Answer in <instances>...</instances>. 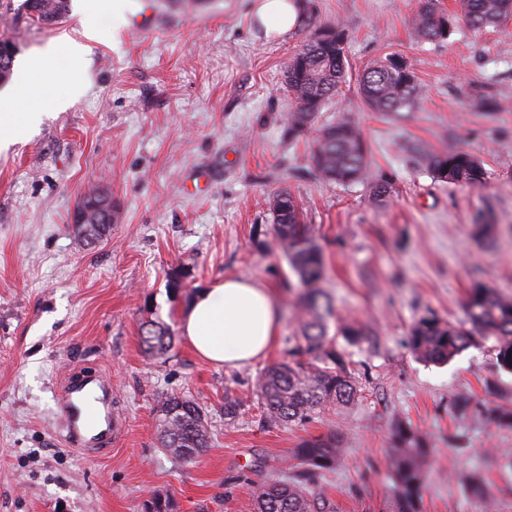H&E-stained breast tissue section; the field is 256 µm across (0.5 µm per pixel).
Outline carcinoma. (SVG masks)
<instances>
[{
  "label": "carcinoma",
  "instance_id": "1",
  "mask_svg": "<svg viewBox=\"0 0 512 512\" xmlns=\"http://www.w3.org/2000/svg\"><path fill=\"white\" fill-rule=\"evenodd\" d=\"M70 0H0V20L16 22L21 16L50 24L69 11ZM297 5V26L309 31L303 44L289 59L284 85L290 100L282 116L285 132L299 138L314 124L318 112L336 97L348 76L344 53L346 33L339 26L312 27V0ZM471 27H496L512 17V0H461ZM456 25L455 15L439 6V0H419L413 20L416 42L448 39ZM364 104L385 113L411 112L423 90L411 65L398 54H389L367 65L358 78ZM433 177L441 182L480 186L484 169L468 151L450 147L435 152L419 144L413 148ZM368 146L360 126L342 118L319 129L310 148V162L325 182L350 185L369 176ZM107 216L93 213L89 220L99 224L86 230L83 242L107 236L118 219L119 206L109 202ZM278 245L296 274L304 293L297 303L298 333L288 349L289 360L276 363L256 383V395L270 422L280 425L306 422L326 410L341 412L354 404L359 387L349 369L346 351L329 336L334 319L332 304L323 289V252L291 192L283 189L270 201ZM466 319L453 324L434 314L416 321L409 331V346L421 359L445 363L465 349L494 340L499 370L512 374V295L483 284L469 288L465 299ZM336 320V319H334ZM336 335L355 345L369 338L368 327L356 320H336ZM141 342L147 351L164 355L173 345L170 326L154 320L142 326ZM159 443L172 457L191 463L211 444L205 409L184 395H169L159 402ZM490 427L512 428V407L487 405L480 411ZM344 452L340 436L316 437L302 442L297 459L302 469L283 479L254 487L256 512H330L327 498L314 477L332 471ZM428 439L402 423L393 431L391 448L392 512H422ZM144 512H175L171 496L155 494L144 504Z\"/></svg>",
  "mask_w": 512,
  "mask_h": 512
}]
</instances>
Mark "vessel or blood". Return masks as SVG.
Segmentation results:
<instances>
[{
	"label": "vessel or blood",
	"instance_id": "obj_1",
	"mask_svg": "<svg viewBox=\"0 0 512 512\" xmlns=\"http://www.w3.org/2000/svg\"><path fill=\"white\" fill-rule=\"evenodd\" d=\"M58 410L66 440L85 451L111 449L123 428L112 410V389L99 372L69 375L59 393Z\"/></svg>",
	"mask_w": 512,
	"mask_h": 512
}]
</instances>
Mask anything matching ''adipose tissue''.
I'll list each match as a JSON object with an SVG mask.
<instances>
[{
    "label": "adipose tissue",
    "mask_w": 512,
    "mask_h": 512,
    "mask_svg": "<svg viewBox=\"0 0 512 512\" xmlns=\"http://www.w3.org/2000/svg\"><path fill=\"white\" fill-rule=\"evenodd\" d=\"M255 14L267 34L281 37L292 31L297 11L292 0H257ZM81 59L79 45L52 47L30 58L12 86L0 93V144L19 138L25 125L39 121L52 102L50 77L56 76L60 53ZM25 116H18V106ZM182 333L203 360L238 367L265 357L281 328L280 309L273 288L259 280L229 275L202 288L181 318Z\"/></svg>",
    "instance_id": "ef3b65f1"
}]
</instances>
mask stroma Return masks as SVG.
<instances>
[{"mask_svg": "<svg viewBox=\"0 0 512 512\" xmlns=\"http://www.w3.org/2000/svg\"><path fill=\"white\" fill-rule=\"evenodd\" d=\"M255 0H126L84 34L86 0L52 24H0L16 64L48 45L86 49L61 108L0 152V512H143L168 494L176 512H254V485L281 478L308 439L341 432L345 452L319 484L334 512H390L389 454L396 424L431 445L422 512H512V429L478 416L512 400V375L491 344L445 364L408 346L411 325L435 314L464 321L473 281L512 293V19L481 32L466 22L444 41L418 44L419 0H316V25L345 29V56L361 69L398 53L424 89L418 107L367 109L355 82L318 116L354 118L368 143L371 180L318 178L312 135L288 138L283 73L304 33L269 39ZM147 14L145 29L132 19ZM459 145L485 170L482 186L437 181L405 151ZM388 181L385 196L373 182ZM104 182L120 206L108 240L75 239L79 197ZM288 189L322 248L335 312L368 325L374 341L348 346L358 401L306 424L272 425L255 395L264 370L288 358L298 330L296 275L281 253L268 200ZM495 227L492 243L475 227ZM186 267L181 294L170 272ZM246 275L274 285L280 335L267 356L239 368L200 360L180 334L187 298L213 280ZM176 334L163 356L144 352L147 319ZM99 371L125 431L94 456L56 432L67 374ZM244 398L224 417V394ZM206 411L210 448L193 463L158 440L156 409L171 394ZM481 477L483 497L467 483Z\"/></svg>", "mask_w": 512, "mask_h": 512, "instance_id": "1", "label": "stroma"}]
</instances>
